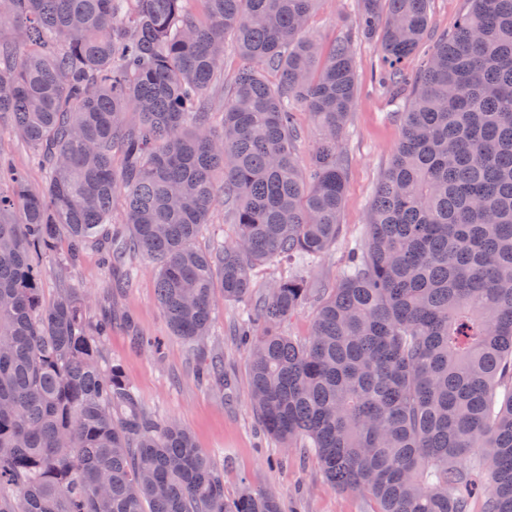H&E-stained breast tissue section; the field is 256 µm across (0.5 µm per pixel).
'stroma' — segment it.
I'll use <instances>...</instances> for the list:
<instances>
[{
  "label": "stroma",
  "instance_id": "35a3bbf8",
  "mask_svg": "<svg viewBox=\"0 0 512 512\" xmlns=\"http://www.w3.org/2000/svg\"><path fill=\"white\" fill-rule=\"evenodd\" d=\"M467 7V0H430V28L410 59V74H418L424 55L437 37L451 31ZM358 0H318L305 33L321 48L351 37L359 91L347 126L338 141V153L347 167L345 203L340 216L342 231L324 258L302 268V275L331 287L340 279L354 251L366 240L369 203L388 167L402 133V120L392 102V92L374 82L373 64L378 38L358 34ZM0 161L25 172L32 185H40L44 172L31 147L19 136L0 134ZM66 241L54 251L38 254L45 300H52L66 282L87 289L89 314L97 319L111 315L112 326L103 341V358L120 366L146 410L162 420L178 421L198 447L210 455L212 465L224 474V495L237 497L243 486L276 495L283 512H377L369 494L334 487L316 458L303 448H286L268 434L251 401L250 352L237 336L248 305L220 303L210 336L192 344L175 336L156 301V271L145 256L131 257L132 283L111 287L112 274L96 246L86 247L74 264H65ZM154 338L159 349L144 350L137 339ZM224 363V383L202 380L203 361Z\"/></svg>",
  "mask_w": 512,
  "mask_h": 512
}]
</instances>
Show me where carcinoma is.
<instances>
[{
  "label": "carcinoma",
  "instance_id": "obj_1",
  "mask_svg": "<svg viewBox=\"0 0 512 512\" xmlns=\"http://www.w3.org/2000/svg\"><path fill=\"white\" fill-rule=\"evenodd\" d=\"M318 0H0V112L36 150L39 188L0 163V512H282L224 498V474L178 423L147 414L76 283L44 301L31 251L60 238L123 264L151 258L172 332L208 335L253 271L301 266L336 242V152L356 96L351 40L304 36ZM402 105V136L368 207L356 263L334 288L276 282L250 324L252 401L290 448L311 442L335 487L379 512H512V0H469ZM428 0H361L394 84L429 27ZM246 60L215 108L224 35ZM278 73L269 83L260 68ZM320 129L309 170L293 110ZM236 238L194 241L219 202ZM120 203L126 233L113 232ZM318 305L301 343L280 332Z\"/></svg>",
  "mask_w": 512,
  "mask_h": 512
}]
</instances>
